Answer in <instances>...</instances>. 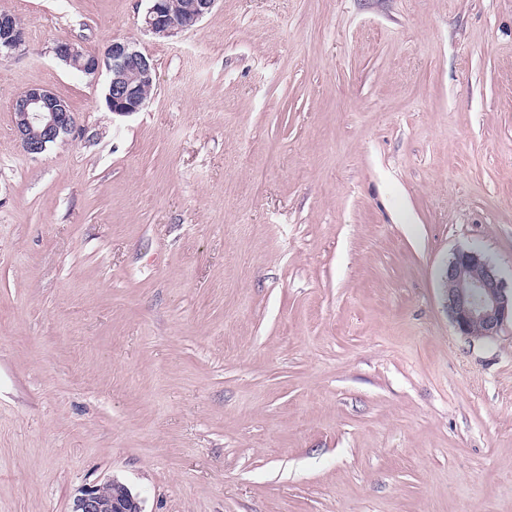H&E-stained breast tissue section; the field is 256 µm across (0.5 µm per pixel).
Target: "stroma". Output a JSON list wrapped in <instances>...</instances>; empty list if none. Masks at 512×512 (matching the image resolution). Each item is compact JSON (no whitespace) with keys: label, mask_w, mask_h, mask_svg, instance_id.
I'll return each mask as SVG.
<instances>
[{"label":"stroma","mask_w":512,"mask_h":512,"mask_svg":"<svg viewBox=\"0 0 512 512\" xmlns=\"http://www.w3.org/2000/svg\"><path fill=\"white\" fill-rule=\"evenodd\" d=\"M0 0V512L115 479L143 512H512V0ZM139 43L141 112L55 59ZM75 132L34 157L12 104ZM143 17V28L146 32L159 38H168L178 31L188 30L198 24L211 12L216 0H175L176 17L172 16L169 0H149ZM17 20V19H16ZM13 15L0 13V58H9L25 43V31ZM14 126L24 150L32 156L74 129V114L65 100L44 87H32L13 102ZM447 308L458 334L493 340L510 319L512 289L475 250L456 251L446 268Z\"/></svg>","instance_id":"obj_1"}]
</instances>
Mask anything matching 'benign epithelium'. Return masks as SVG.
<instances>
[{"label": "benign epithelium", "instance_id": "1", "mask_svg": "<svg viewBox=\"0 0 512 512\" xmlns=\"http://www.w3.org/2000/svg\"><path fill=\"white\" fill-rule=\"evenodd\" d=\"M143 17L145 31L168 38L188 30L211 12L216 0H184L172 16L169 0H149ZM25 43V31L13 15L0 13V58H9ZM54 56L86 75L108 73L109 110L120 116L140 111L146 104L141 90L154 83L150 58L132 41L114 40L104 57L86 53L71 41H59ZM14 126L24 150L37 156L74 129V114L65 100L44 87H32L13 102ZM447 308L458 334L493 340L512 320V295L499 272L475 250H459L446 268ZM72 512H142L131 490L117 480L80 490Z\"/></svg>", "mask_w": 512, "mask_h": 512}]
</instances>
